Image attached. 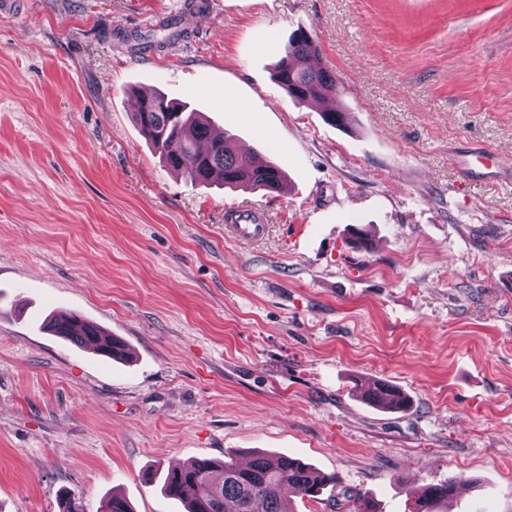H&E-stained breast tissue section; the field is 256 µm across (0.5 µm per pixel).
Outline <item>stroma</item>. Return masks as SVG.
Wrapping results in <instances>:
<instances>
[{
	"label": "stroma",
	"mask_w": 512,
	"mask_h": 512,
	"mask_svg": "<svg viewBox=\"0 0 512 512\" xmlns=\"http://www.w3.org/2000/svg\"><path fill=\"white\" fill-rule=\"evenodd\" d=\"M27 3L0 15V512H185L168 468L254 451L378 512L452 475L441 512H512V0ZM168 17L183 38L125 42ZM298 30L346 125L276 81ZM149 87L282 189L167 167L132 119ZM240 205L262 240L230 233ZM61 310L127 362L50 335ZM373 379L412 408L367 404ZM226 220L240 241L254 242L262 239L267 231L263 215L252 208H237L227 213Z\"/></svg>",
	"instance_id": "stroma-1"
}]
</instances>
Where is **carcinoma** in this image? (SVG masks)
<instances>
[{"label":"carcinoma","instance_id":"carcinoma-1","mask_svg":"<svg viewBox=\"0 0 512 512\" xmlns=\"http://www.w3.org/2000/svg\"><path fill=\"white\" fill-rule=\"evenodd\" d=\"M184 36L178 22L166 19L135 39L148 47L175 41ZM318 54L312 37L299 31L284 49L275 72L278 83L288 95L299 101H312L336 94V78L317 68L313 59ZM133 119L140 131L152 142L169 168L182 172L194 181L216 182L229 188L277 190L283 186L284 174L273 161L255 167L250 157L235 148L233 138L224 129L204 119L200 113L187 111V105L173 101L159 92L136 95ZM53 336L81 347H92L98 353L120 359L125 353H111V346L122 344L117 338L100 343L97 326L76 312L55 314L45 322ZM367 391L363 398L385 411L397 412L406 406L394 404L391 391ZM462 478L454 476L440 483H429L413 489L410 499L416 507L410 512H431L417 504L431 500L445 503ZM336 475H325L298 459L287 455L256 453L245 466L232 456L222 462L196 459L171 467L164 481V493L186 502L187 512H294L290 495L303 494L317 499L324 490L336 489ZM348 512H375L371 499L344 490Z\"/></svg>","mask_w":512,"mask_h":512}]
</instances>
